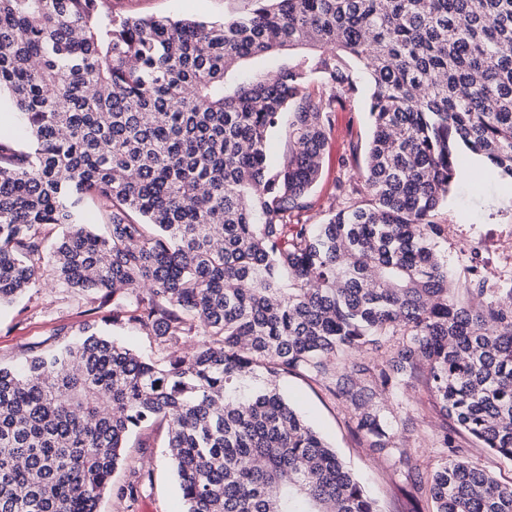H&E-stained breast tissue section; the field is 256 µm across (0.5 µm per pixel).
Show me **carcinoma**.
Returning a JSON list of instances; mask_svg holds the SVG:
<instances>
[{"label": "carcinoma", "mask_w": 512, "mask_h": 512, "mask_svg": "<svg viewBox=\"0 0 512 512\" xmlns=\"http://www.w3.org/2000/svg\"><path fill=\"white\" fill-rule=\"evenodd\" d=\"M251 2L218 23L0 0V94L34 142L0 140V306L51 276L158 347L88 319L0 365V512H96L129 433L162 423L186 512H379L280 394L288 374L322 380L381 453L389 389L425 369L444 416L512 459V290L471 279L460 304L434 221L468 156L512 180V0ZM350 59L371 86L365 176L311 224ZM389 338L384 364L362 360ZM440 442L452 456L416 474L435 512H512V485ZM288 113L282 115L279 127L274 131L270 138V158L273 164H276L281 156L286 152L288 146Z\"/></svg>", "instance_id": "obj_1"}]
</instances>
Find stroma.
<instances>
[{"instance_id":"1","label":"stroma","mask_w":512,"mask_h":512,"mask_svg":"<svg viewBox=\"0 0 512 512\" xmlns=\"http://www.w3.org/2000/svg\"><path fill=\"white\" fill-rule=\"evenodd\" d=\"M119 15L141 18H170L220 21L244 14L248 0H109ZM369 84L360 81L357 93L333 116V129L322 158L320 177L313 190L311 223H320L334 194V184L343 175L362 179L363 161L354 160L352 145L367 146L370 137L368 115ZM447 225V236L439 239L436 252L447 263L449 284L459 301H467L465 284L472 274L492 280L484 252L478 242V228L494 226L505 231V246L512 248V181L485 176L478 187L462 185L449 195L435 215ZM96 308L106 334L145 357H156V343L146 333L109 324V305L64 291L47 281L7 307L0 308V364L21 360L34 345L51 349L61 344L57 334L64 325L84 320L89 308ZM279 388L296 408L336 450L344 465L363 484L380 512H433L430 500L421 496L407 477L404 458L436 466L448 455L438 436L448 431L463 458L472 461L499 481L512 483V461L481 447L468 433L447 424L430 396L424 376L397 383L390 396L392 423L397 448L388 454L373 452L355 431L347 409L329 393L324 383L308 375H288ZM165 432L156 428L134 431L124 450V460L112 475V487L101 498L97 512H184V503Z\"/></svg>"}]
</instances>
